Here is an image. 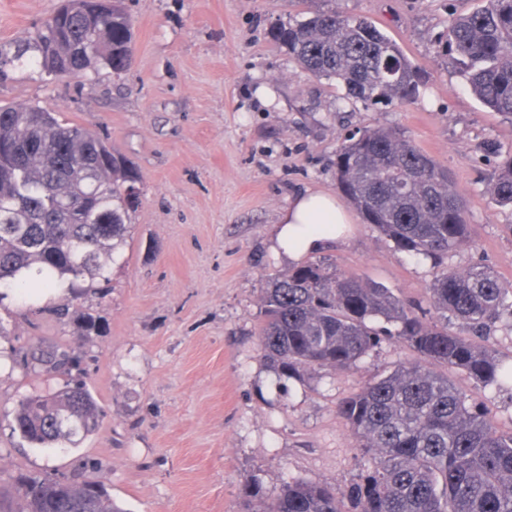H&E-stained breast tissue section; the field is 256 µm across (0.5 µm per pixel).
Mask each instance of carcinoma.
<instances>
[{"instance_id": "cac0c4a2", "label": "carcinoma", "mask_w": 512, "mask_h": 512, "mask_svg": "<svg viewBox=\"0 0 512 512\" xmlns=\"http://www.w3.org/2000/svg\"><path fill=\"white\" fill-rule=\"evenodd\" d=\"M94 0H62L34 31L0 44L4 67L35 65L48 75L127 71L135 56L132 23L120 8L95 12ZM273 43L318 79L335 80L366 104H404L419 78L400 47L365 18L311 9L272 29ZM448 43L461 58L473 96L512 121V0H486L454 18ZM133 163L98 133L39 105H0V299L68 281L74 289L104 276L141 197ZM336 188L365 223L412 257L437 261L469 243L462 198L448 171L405 132L372 128L336 151ZM512 206V152L490 187ZM432 321L368 280L326 260L301 262L274 278L263 298L259 340L286 378L316 369L351 370L383 341L415 359L363 386L336 406L368 456L362 482L347 496L328 482H289L275 494L256 478L240 496L248 512H512V431L493 425L448 372L512 395V364L489 345L497 324L512 323V282L483 263L440 268L429 285ZM465 330L459 334L450 325ZM50 369L69 352L32 348ZM102 411L84 386L24 398L14 432L39 448H75L100 426ZM15 512H121L102 482L21 476Z\"/></svg>"}]
</instances>
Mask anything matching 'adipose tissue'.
I'll use <instances>...</instances> for the list:
<instances>
[{"mask_svg": "<svg viewBox=\"0 0 512 512\" xmlns=\"http://www.w3.org/2000/svg\"><path fill=\"white\" fill-rule=\"evenodd\" d=\"M352 221L351 211L337 194L303 191L294 195L282 212L273 248L291 260H301L342 237Z\"/></svg>", "mask_w": 512, "mask_h": 512, "instance_id": "1", "label": "adipose tissue"}]
</instances>
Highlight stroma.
<instances>
[{
  "instance_id": "stroma-1",
  "label": "stroma",
  "mask_w": 512,
  "mask_h": 512,
  "mask_svg": "<svg viewBox=\"0 0 512 512\" xmlns=\"http://www.w3.org/2000/svg\"><path fill=\"white\" fill-rule=\"evenodd\" d=\"M482 4L328 0L402 47L419 76L403 106L344 101L342 85L272 45L274 25L302 19L299 0H121L137 48L127 72L8 67L0 104L49 107L107 137L135 165L142 195L108 281L82 288L66 314L14 293L0 300V512H10L22 474L104 481L122 512H244L239 488L250 475L269 495L292 481H328L341 493L360 482L366 457L336 403L414 354L385 342L354 370L279 376L258 338L260 299L292 265L272 237L293 193L335 190L346 137L399 127L467 201L470 242L448 266L481 261L512 281V208L488 192L512 153V123L475 99L446 48L451 16ZM58 5L0 0V43ZM321 255L430 312L433 262L396 250L362 218ZM36 342L77 361L34 367ZM451 378L512 429L511 394ZM77 382L105 412L78 447L36 448L14 433L22 399Z\"/></svg>"
}]
</instances>
